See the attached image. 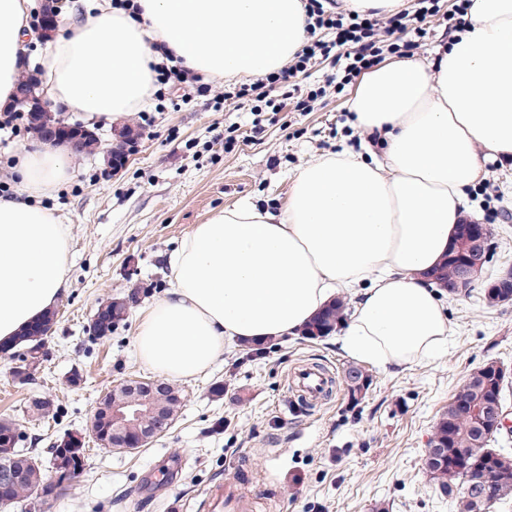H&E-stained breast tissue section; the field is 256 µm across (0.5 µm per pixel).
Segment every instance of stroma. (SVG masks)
Instances as JSON below:
<instances>
[{"mask_svg":"<svg viewBox=\"0 0 512 512\" xmlns=\"http://www.w3.org/2000/svg\"><path fill=\"white\" fill-rule=\"evenodd\" d=\"M453 3L438 0L412 57H428L447 41ZM316 38L332 52L291 80L298 96L325 88L308 109L288 98L279 111L256 114L221 100L224 81L202 93L175 86L124 117L140 141L119 173L104 176L101 157L73 156L69 179L40 198L69 231L68 285L34 381L14 382L16 360L0 354V419L24 432V447L43 451L64 434L88 435L103 395L130 380L157 379L136 354L137 331L143 310L169 289V260L195 225L243 202L279 211L294 171L344 149L366 153L369 139L355 132L349 106L355 86L343 80L345 50L335 30ZM469 203L470 216L493 229L484 268L492 279L512 269V162L488 161ZM138 283L151 291L127 320L111 336L91 338L99 303ZM482 294L478 286L443 296L453 328L447 350L404 369L363 364L369 383L359 401L339 383L302 414L288 385L293 366L323 365L340 380L354 365L335 336L232 344L204 373L179 380L184 405L163 437L132 453L89 439L82 477L51 512H200L207 490L243 468L263 480L254 512H450L423 468L434 427L471 370L494 361L512 375V302L491 307ZM74 370L83 376L77 387L68 383ZM217 383L223 395L213 393ZM34 397L58 406L57 421L28 414Z\"/></svg>","mask_w":512,"mask_h":512,"instance_id":"obj_1","label":"stroma"}]
</instances>
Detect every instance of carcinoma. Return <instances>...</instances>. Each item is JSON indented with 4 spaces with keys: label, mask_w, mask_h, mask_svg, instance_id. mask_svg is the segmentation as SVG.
I'll list each match as a JSON object with an SVG mask.
<instances>
[{
    "label": "carcinoma",
    "mask_w": 512,
    "mask_h": 512,
    "mask_svg": "<svg viewBox=\"0 0 512 512\" xmlns=\"http://www.w3.org/2000/svg\"><path fill=\"white\" fill-rule=\"evenodd\" d=\"M461 267L460 259L446 257L433 273L435 283L454 294L452 286ZM97 310L105 314L106 321L98 324L100 335L106 337L125 320L126 306L121 299L110 298L99 304ZM346 316V304L337 299L302 329L307 339L330 336ZM55 322V314L30 325L18 336L15 344L25 345L26 352L18 355L25 362L43 353L48 333ZM506 377L495 362H488L471 373L462 383L448 408L440 416L430 448L426 450L423 467L436 483L440 493L451 499L454 512H489L491 504L483 500L487 481L499 479L501 493L498 499L512 496V452L504 448H493L496 438L492 429L495 403L502 402ZM154 389L156 403L170 413L179 412L183 397L179 389L163 383H144ZM29 411L37 419H55L57 411L53 404L33 400ZM69 446L58 439L46 452L24 449L23 458L15 462L18 478L7 491L13 502L34 499V489L43 476L45 464L55 462Z\"/></svg>",
    "instance_id": "carcinoma-1"
}]
</instances>
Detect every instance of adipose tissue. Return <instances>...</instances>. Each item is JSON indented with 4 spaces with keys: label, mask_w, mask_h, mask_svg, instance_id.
<instances>
[{
    "label": "adipose tissue",
    "mask_w": 512,
    "mask_h": 512,
    "mask_svg": "<svg viewBox=\"0 0 512 512\" xmlns=\"http://www.w3.org/2000/svg\"><path fill=\"white\" fill-rule=\"evenodd\" d=\"M134 2L68 18L42 56L47 102L115 122L146 103L155 44L191 73L234 79L279 70L307 34L303 0ZM35 7L0 0V106L14 97ZM351 110L358 130L379 133V155L320 156L294 174L280 211L243 203L185 236L169 291L141 317L135 346L146 365L195 377L228 340L296 334L340 288L357 296L341 339L350 358L403 368L447 345L448 315L426 279L454 244L485 159L512 158V0H470L434 59L363 74ZM68 170L64 148L21 146L17 193L0 197V348L66 285L67 227L36 200Z\"/></svg>",
    "instance_id": "ef3b65f1"
}]
</instances>
